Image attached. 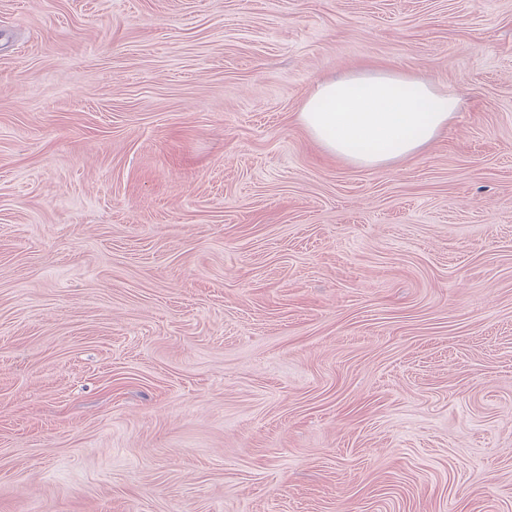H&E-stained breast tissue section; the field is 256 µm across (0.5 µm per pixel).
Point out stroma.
<instances>
[{
  "instance_id": "obj_1",
  "label": "stroma",
  "mask_w": 512,
  "mask_h": 512,
  "mask_svg": "<svg viewBox=\"0 0 512 512\" xmlns=\"http://www.w3.org/2000/svg\"><path fill=\"white\" fill-rule=\"evenodd\" d=\"M0 512H512V0H0ZM458 101L392 70H363L318 82L299 120L330 155L366 169L411 158L455 116Z\"/></svg>"
}]
</instances>
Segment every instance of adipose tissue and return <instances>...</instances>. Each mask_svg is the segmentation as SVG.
I'll return each mask as SVG.
<instances>
[{
    "mask_svg": "<svg viewBox=\"0 0 512 512\" xmlns=\"http://www.w3.org/2000/svg\"><path fill=\"white\" fill-rule=\"evenodd\" d=\"M455 96L392 70L318 82L299 120L330 155L366 169L413 157L455 116Z\"/></svg>",
    "mask_w": 512,
    "mask_h": 512,
    "instance_id": "1",
    "label": "adipose tissue"
}]
</instances>
